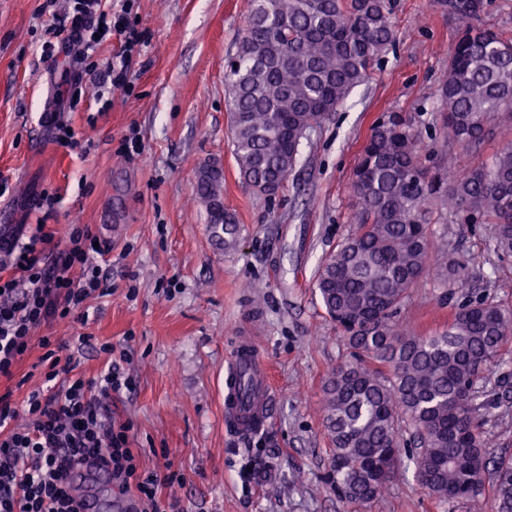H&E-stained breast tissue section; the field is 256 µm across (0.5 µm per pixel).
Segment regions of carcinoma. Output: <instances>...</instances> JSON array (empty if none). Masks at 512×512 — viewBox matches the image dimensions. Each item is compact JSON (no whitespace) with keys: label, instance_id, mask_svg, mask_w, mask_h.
I'll return each mask as SVG.
<instances>
[{"label":"carcinoma","instance_id":"1","mask_svg":"<svg viewBox=\"0 0 512 512\" xmlns=\"http://www.w3.org/2000/svg\"><path fill=\"white\" fill-rule=\"evenodd\" d=\"M248 20L224 74L231 95L234 155L255 189L282 188L313 125L366 82L396 38L390 0H247ZM461 36L440 86L448 154L463 161L451 182L422 161V136L391 113L371 129L353 172L355 235L321 266L315 282L354 361L325 386L331 441L325 480L343 501H374L402 462L403 424L420 450L419 484L438 499L478 501L491 479L495 512H512V456L488 462L474 411L478 383L512 343V308L466 299L430 336L398 329L409 289L428 267L426 226L443 198L464 224L494 225V249L512 257V143L480 161L497 129L512 126V37L474 24L483 0H446ZM216 241L235 243L240 225L224 203V177L197 179ZM464 287L463 266L441 264Z\"/></svg>","mask_w":512,"mask_h":512}]
</instances>
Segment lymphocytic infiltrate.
Returning a JSON list of instances; mask_svg holds the SVG:
<instances>
[{"mask_svg": "<svg viewBox=\"0 0 512 512\" xmlns=\"http://www.w3.org/2000/svg\"><path fill=\"white\" fill-rule=\"evenodd\" d=\"M135 0L108 12L103 0H72L65 41H44L42 52L73 53L81 73L93 75L104 94L131 93V65L144 41L130 21ZM115 36L119 51L98 63L97 46ZM90 225H73L65 243L38 225L36 233H0V380H12L33 348H41V387L22 403L0 394V512H83L69 471L94 461L120 493L165 512L162 490L178 480L172 468H144L132 445L130 422L113 417L106 398L130 389L127 349L102 344L105 364L85 375L57 337L41 335L60 321L86 324L90 299L107 295V246ZM25 426H18V417Z\"/></svg>", "mask_w": 512, "mask_h": 512, "instance_id": "obj_1", "label": "lymphocytic infiltrate"}]
</instances>
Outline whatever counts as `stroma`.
<instances>
[{"label":"stroma","instance_id":"stroma-1","mask_svg":"<svg viewBox=\"0 0 512 512\" xmlns=\"http://www.w3.org/2000/svg\"><path fill=\"white\" fill-rule=\"evenodd\" d=\"M395 44L364 84L312 128L283 188L258 193L233 155L227 60L246 24V0H137L132 16L145 44L133 60L134 91L110 109L92 76L76 78L70 56H44L48 30L68 27L64 0H0V230L45 224L56 241L91 225L112 248V292L92 300L86 326L58 324L53 336L92 335L78 357L86 373L109 342L129 349L131 392L113 397L117 419L133 425L145 467L172 466L166 491L184 512H494L439 500L400 467L385 492L358 506L324 479L330 454L324 388L348 350L315 288L322 258L354 234L350 180L376 119L396 112L422 134V155L448 166L440 126V80L461 35L442 0H392ZM80 87L81 99L66 98ZM59 113L81 146L60 147L44 120ZM138 132L143 149L126 153ZM224 168V206L239 221L235 244H216L196 195L200 167ZM54 209L39 207L43 192ZM433 255L467 266L466 287L449 289L436 268L411 287L399 322L429 336L447 327L466 296L512 307V258L494 250V227L449 221L427 227ZM257 342L276 405L248 436L224 429V368L239 337ZM512 346L486 372L493 406L477 413L492 441L489 459L512 453Z\"/></svg>","mask_w":512,"mask_h":512}]
</instances>
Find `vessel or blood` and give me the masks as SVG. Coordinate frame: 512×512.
Here are the masks:
<instances>
[{
  "instance_id": "obj_1",
  "label": "vessel or blood",
  "mask_w": 512,
  "mask_h": 512,
  "mask_svg": "<svg viewBox=\"0 0 512 512\" xmlns=\"http://www.w3.org/2000/svg\"><path fill=\"white\" fill-rule=\"evenodd\" d=\"M252 380L251 396H244L242 377ZM276 395L270 384L266 362L254 340H238L224 371V427L243 436L267 423Z\"/></svg>"
}]
</instances>
